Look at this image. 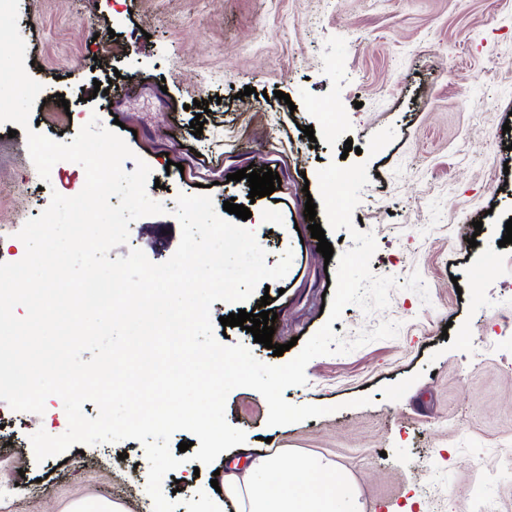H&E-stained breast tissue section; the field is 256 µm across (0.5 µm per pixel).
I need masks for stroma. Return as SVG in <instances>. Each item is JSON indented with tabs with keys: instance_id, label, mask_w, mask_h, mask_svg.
I'll use <instances>...</instances> for the list:
<instances>
[{
	"instance_id": "obj_1",
	"label": "stroma",
	"mask_w": 512,
	"mask_h": 512,
	"mask_svg": "<svg viewBox=\"0 0 512 512\" xmlns=\"http://www.w3.org/2000/svg\"><path fill=\"white\" fill-rule=\"evenodd\" d=\"M18 27L28 72L43 86L29 116L35 132L68 143L91 117L108 129L118 120L134 153L124 170L139 159L151 169L147 194L166 212L130 223L127 244L110 258L139 249L155 263L170 259L181 239L177 197L203 184L215 208L231 199L250 208L244 226L267 265L293 253L282 279L243 302L213 303L224 344L268 365L293 358L220 323L256 312L266 294L278 344L306 342L327 322L345 340L399 323L395 338L313 359L306 384L285 390L290 404L329 415L271 426L260 393L232 390L225 418L245 432L246 447L335 462L362 512H466L473 494L512 512V470L498 463L512 455V244L501 243L512 219V173L504 171L512 131L503 129L512 117V0H19ZM139 75L148 86L113 103L112 93ZM98 81L108 94L95 93ZM248 86L256 95H245ZM278 90L289 101L275 98ZM202 99L209 112L197 135L190 123ZM387 127L396 136L370 159L353 216L374 235L373 273L401 282L419 273L430 300L398 288L386 310L350 305L331 322L323 298L335 290L337 255L354 242L347 230L326 231L335 257L324 260L308 225L326 219L305 217V203L319 194L318 170L360 162ZM251 165L278 172L273 195L249 200L247 181L232 180ZM85 179L81 165L61 161L42 181L25 132L12 138L0 126V259L20 261L17 232L52 193L74 196ZM259 214L267 223H254ZM362 396L370 405L354 406ZM67 428L59 397H48L41 415L0 400V512H71L89 497L153 512L138 440L36 461L31 435ZM239 459L233 448L208 466L184 462L163 492L176 512H234L211 479Z\"/></svg>"
}]
</instances>
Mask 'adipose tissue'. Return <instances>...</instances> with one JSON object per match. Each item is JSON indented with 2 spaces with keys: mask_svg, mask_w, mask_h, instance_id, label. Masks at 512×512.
Instances as JSON below:
<instances>
[{
  "mask_svg": "<svg viewBox=\"0 0 512 512\" xmlns=\"http://www.w3.org/2000/svg\"><path fill=\"white\" fill-rule=\"evenodd\" d=\"M224 497L235 512H360L336 464L278 452L252 455L245 467L226 469Z\"/></svg>",
  "mask_w": 512,
  "mask_h": 512,
  "instance_id": "adipose-tissue-1",
  "label": "adipose tissue"
}]
</instances>
